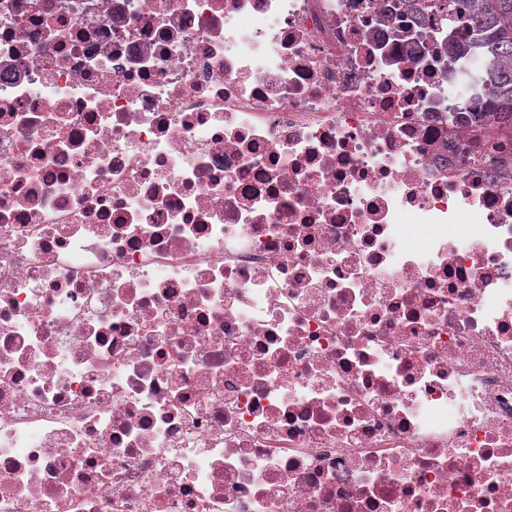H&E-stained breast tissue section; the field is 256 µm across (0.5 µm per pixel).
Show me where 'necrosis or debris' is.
<instances>
[{
  "label": "necrosis or debris",
  "mask_w": 512,
  "mask_h": 512,
  "mask_svg": "<svg viewBox=\"0 0 512 512\" xmlns=\"http://www.w3.org/2000/svg\"><path fill=\"white\" fill-rule=\"evenodd\" d=\"M430 3L0 0V512H512V145Z\"/></svg>",
  "instance_id": "4bbe7bcc"
}]
</instances>
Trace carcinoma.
<instances>
[{
    "label": "carcinoma",
    "mask_w": 512,
    "mask_h": 512,
    "mask_svg": "<svg viewBox=\"0 0 512 512\" xmlns=\"http://www.w3.org/2000/svg\"><path fill=\"white\" fill-rule=\"evenodd\" d=\"M433 9L448 23L449 53L480 56L482 116L512 140V0H435Z\"/></svg>",
    "instance_id": "carcinoma-1"
}]
</instances>
